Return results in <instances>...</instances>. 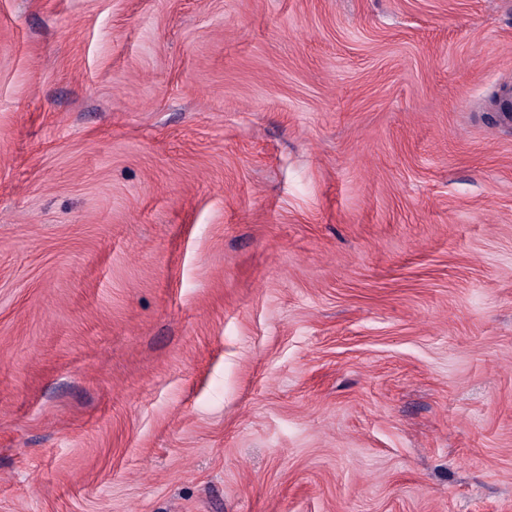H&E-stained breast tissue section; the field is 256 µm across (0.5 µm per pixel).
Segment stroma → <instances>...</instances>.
<instances>
[{"mask_svg":"<svg viewBox=\"0 0 512 512\" xmlns=\"http://www.w3.org/2000/svg\"><path fill=\"white\" fill-rule=\"evenodd\" d=\"M512 0H0V512H512Z\"/></svg>","mask_w":512,"mask_h":512,"instance_id":"35a3bbf8","label":"stroma"}]
</instances>
